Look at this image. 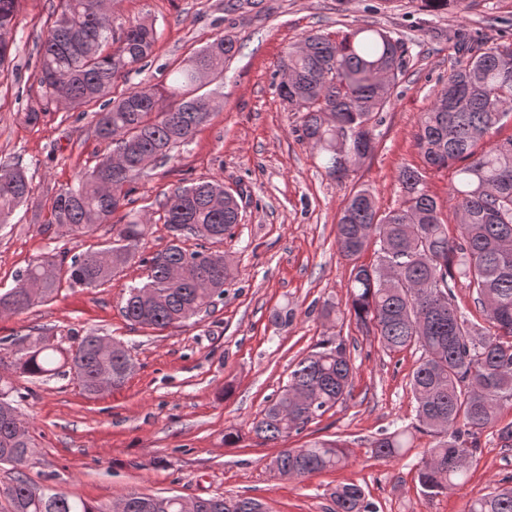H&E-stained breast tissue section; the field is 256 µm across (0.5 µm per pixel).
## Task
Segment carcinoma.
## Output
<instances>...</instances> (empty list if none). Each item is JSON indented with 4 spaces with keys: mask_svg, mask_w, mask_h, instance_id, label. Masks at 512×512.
I'll return each mask as SVG.
<instances>
[{
    "mask_svg": "<svg viewBox=\"0 0 512 512\" xmlns=\"http://www.w3.org/2000/svg\"><path fill=\"white\" fill-rule=\"evenodd\" d=\"M20 2L0 0V67L11 55ZM95 2L58 0L56 19L39 44L44 97L73 108L103 102L94 133L109 147L77 183L53 195L48 223L80 236L110 224L112 240L69 260L63 254L29 264L20 286L0 294V315L28 310L52 297L64 281L102 286L136 258L151 217L128 208L132 185L149 166L174 158L209 121L224 66L238 51L234 36L217 37L181 60L170 84H144L114 97L115 80L138 71L152 55L156 32L148 21L135 20L118 33ZM463 52L466 60L451 70L421 113L414 136L428 167L457 165L450 196L456 235H448L425 176L411 167L399 171L397 207L381 210L370 187L355 185L336 222L340 252L353 261L348 313L385 350L421 351L409 386L415 429L436 438L417 472L420 491L429 498L467 482L479 461L484 430H495L501 447L512 448V421L501 424L498 417L503 406L512 405V137L483 147L490 131L512 113V44L467 43ZM405 63L402 40L372 25L339 39L309 33L288 46L280 70L289 79L280 82L279 95L302 113L298 140L320 158L327 176L341 182L353 158L374 154L375 127ZM32 196L26 171L17 163H0V224ZM162 219L170 244L140 259L147 280L130 288L122 307L130 324L158 330L178 328L223 298L230 270L224 253L211 245L224 242L242 213L223 182L207 179L164 193ZM187 235L199 241L197 249L183 246ZM372 243L378 245L375 261L357 263ZM460 284L469 288L488 326L470 320L457 304L454 289ZM100 339L92 332L76 349L63 350L42 335H27L12 342L0 364L6 358L14 372L31 378L67 367L87 395L97 396L121 388L134 370L122 346L102 349ZM353 374L346 343L324 341L295 364L250 432L263 443L302 433L345 401ZM10 391L0 377V462L27 466L34 443ZM410 436L407 428L381 434L372 442L374 455L400 456ZM347 460L341 440L318 439L284 449L271 465L303 479ZM3 495L12 512H265L261 501L248 496L198 498L187 510L178 496L138 493L121 497L108 511L39 489L22 475ZM330 499L329 512H376L356 484L336 486ZM466 512H512V486L469 500Z\"/></svg>",
    "mask_w": 512,
    "mask_h": 512,
    "instance_id": "1",
    "label": "carcinoma"
}]
</instances>
